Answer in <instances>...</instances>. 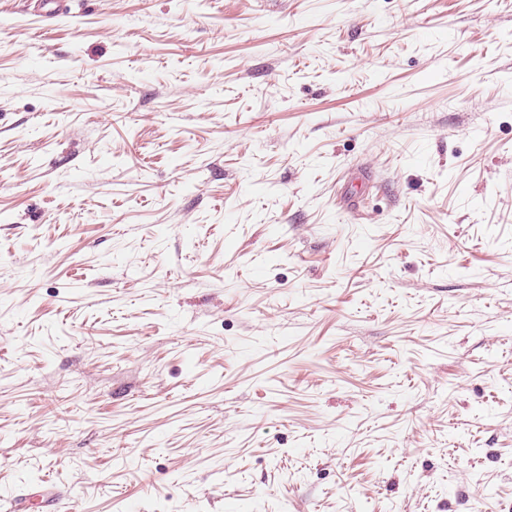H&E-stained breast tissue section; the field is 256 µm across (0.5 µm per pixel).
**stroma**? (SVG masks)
I'll use <instances>...</instances> for the list:
<instances>
[{"mask_svg": "<svg viewBox=\"0 0 512 512\" xmlns=\"http://www.w3.org/2000/svg\"><path fill=\"white\" fill-rule=\"evenodd\" d=\"M512 512V0H0V512ZM33 499H36L46 512H58L66 496L56 485L42 481L41 486L27 489L26 493L13 497V512H29Z\"/></svg>", "mask_w": 512, "mask_h": 512, "instance_id": "35a3bbf8", "label": "stroma"}]
</instances>
